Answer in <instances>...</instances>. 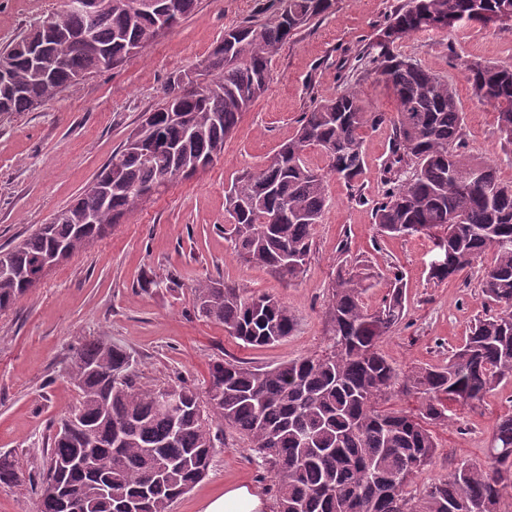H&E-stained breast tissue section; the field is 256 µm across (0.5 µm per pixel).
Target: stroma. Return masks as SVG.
Returning <instances> with one entry per match:
<instances>
[{"mask_svg":"<svg viewBox=\"0 0 512 512\" xmlns=\"http://www.w3.org/2000/svg\"><path fill=\"white\" fill-rule=\"evenodd\" d=\"M266 0H197L173 30L118 66L87 75L74 89L30 112L0 116V250L49 223L111 159L144 113L157 107L168 78L203 63L225 28L256 12ZM406 0H335L319 19L300 28L273 56V79L244 113L223 155L192 178L179 179L132 216L113 225L82 252L53 266L10 311L0 314V453H12L24 475L42 471L54 423L76 405L68 376L76 348L93 338L125 346L146 383L181 377L199 385L218 360L265 368L322 353L326 311L337 266L364 272L368 309L386 298L394 276L403 279V318L381 349L394 366L447 362L487 308L483 264L456 279L429 277L431 238L379 235L371 204L383 193L382 166L392 141L390 124L363 132L364 169L355 186L330 175V206L316 225L305 270L288 282L268 269L237 259L224 238L225 195L243 171L256 170L292 138L303 112L357 83L369 106L394 112L396 103L369 70V54L389 16ZM62 0H0V46L60 9ZM400 53L448 77L464 107L465 147L496 162L512 182V153H505L491 106L478 103L467 82L470 61L512 64V28L471 24L453 31L416 33L397 44ZM172 276L174 288H145L151 275ZM222 278L249 292L269 293L296 319L282 342L247 347L223 325L198 317L193 285ZM512 412V382L489 392L476 408L432 432L438 451L411 484L419 495L461 463L490 465L488 450L499 416ZM274 474L233 430H225L207 477L177 500L171 512H202L226 488L246 486L276 512Z\"/></svg>","mask_w":512,"mask_h":512,"instance_id":"obj_1","label":"stroma"}]
</instances>
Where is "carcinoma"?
Wrapping results in <instances>:
<instances>
[{
    "mask_svg": "<svg viewBox=\"0 0 512 512\" xmlns=\"http://www.w3.org/2000/svg\"><path fill=\"white\" fill-rule=\"evenodd\" d=\"M158 11L140 12L137 0H100L90 41L79 38L84 16L64 0L47 18L41 43L59 49L63 61L43 72L21 42L0 49V115L30 112L33 99L51 101L79 79L110 69L176 26L196 0H157ZM252 19L224 30L201 69L172 75L159 105L145 114L112 159L77 200L27 239L0 252V312L13 309L46 275L43 263L82 251L150 197L143 192L189 178L222 154L244 112L267 89L271 57L301 26L320 17L334 0H273ZM512 17V0H407L380 31L374 74L392 93L396 113L366 105L357 85L304 113L294 137L255 171L231 185L226 233L235 256L289 281L304 271L313 230L329 205L326 175L309 166L317 147L329 171L347 183L364 166L362 131L388 122L394 136L382 169L386 191L375 203L374 224L383 235L442 230L435 248L451 256L430 268L450 280L491 254L482 294L495 308L478 320L465 342L440 366L402 373L380 349L402 319L401 279L375 310L364 306L366 277L342 268L329 298V346L325 353L272 368L237 362L212 364L204 391L185 382L141 383L131 353L93 339L78 347L69 377L83 408L81 427L51 439L38 478V512H170L179 497L209 471L219 436L229 427L268 463L277 480V512H501L512 499V414L499 417L489 448L492 465L463 464L428 486L408 491L433 463L437 442L431 424L452 420L453 406H473L512 379V183L490 162L463 150L464 111L454 85L413 58L393 51L406 36L438 28L498 23ZM203 78L205 95L186 91ZM466 78L478 102L493 106L503 145L512 146V64L475 61ZM486 173L471 185L472 168ZM198 315L224 325L247 346L263 347L290 336L294 316L270 294L249 293L223 279L192 287ZM182 393L181 406L161 401L165 389ZM417 394L418 414L389 410L397 394ZM23 481L10 454H0V487Z\"/></svg>",
    "mask_w": 512,
    "mask_h": 512,
    "instance_id": "carcinoma-1",
    "label": "carcinoma"
}]
</instances>
